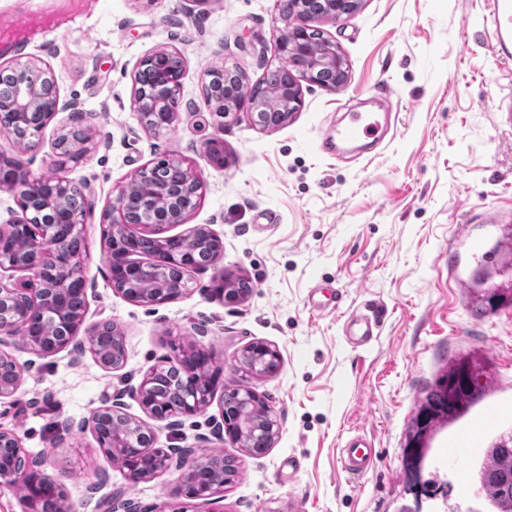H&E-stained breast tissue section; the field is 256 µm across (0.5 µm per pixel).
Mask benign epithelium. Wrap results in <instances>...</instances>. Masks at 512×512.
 <instances>
[{"instance_id": "7a95c632", "label": "benign epithelium", "mask_w": 512, "mask_h": 512, "mask_svg": "<svg viewBox=\"0 0 512 512\" xmlns=\"http://www.w3.org/2000/svg\"><path fill=\"white\" fill-rule=\"evenodd\" d=\"M359 0H283L279 20L283 23L275 44L276 57L284 62L301 57L312 66L299 76L288 75L261 101L255 85L239 74L221 66L207 71L210 77L204 86L207 105L217 117L233 120L246 112L252 116L267 107L280 113L279 124L288 122L302 106L299 80L317 84L327 90L342 88L348 80L338 82L317 80L319 67L342 68L336 57V43L328 40L327 52L316 51L306 37L315 20L336 21L357 9ZM140 67L153 71L155 91L146 96L142 85L135 83L134 111L141 123L152 133L172 131L179 123V113L167 105V94L181 85L185 61L176 51L160 49L140 62ZM22 71L28 80L18 86L10 97H0V140L15 144L17 151L31 147V138L39 136L55 117L63 112L69 119H80L83 111L76 101L61 98L50 68L27 61L8 66ZM23 122L34 127L20 138L14 126ZM97 147L95 137L84 133L80 138L66 129L56 137L54 166L58 170L81 162ZM201 156L211 166L222 168L227 159L224 144L215 137L205 139ZM163 167L177 175L176 189H151L143 180L148 169L142 168L117 190L103 212V223L109 225V246L106 261L113 287L126 298L139 304L160 305L177 299L189 290L198 273L213 269L214 290L227 298L238 297L237 286L242 278L218 266L223 257L221 238L205 225H195L186 232L163 235L168 226L184 224L196 209L201 196V175L171 158ZM0 192L11 194L19 212L0 225V271L19 270L29 274L30 288L25 284H7L0 280V401L14 396L19 389L26 365L16 357L18 352H31L42 357L54 355L70 346L88 350L106 369L116 370L125 362L123 336L109 321L85 324L86 303L69 307L66 286L75 285L86 292L81 252H71L69 243L82 236L85 212L92 201L86 188L63 176L33 175L18 156L0 152ZM143 239L154 241L155 248L145 260L136 259V244ZM203 249L211 253L209 261L197 264L195 254ZM53 316L65 321L68 331L61 336L37 333L33 324ZM83 338H78L79 333ZM253 355L263 362L267 373H274L280 364L276 349L264 343L244 347L236 360L239 387L232 393L237 409L252 412L267 424V448L278 437L279 424L270 406L250 385L251 369L243 356ZM215 391L213 355L205 347L189 340L180 353L165 357L153 366L141 383L131 390L145 413L156 422L176 416H194L206 412ZM218 431L246 449L250 455H261L266 448H252L247 437L251 426L235 417L222 416ZM91 429L102 453L121 465L126 479L137 484L159 474L176 471L179 487L190 499L211 500L224 497V486L231 476L222 469L224 454L206 447L197 453L183 448L164 452L153 443L141 446L137 438L145 435L155 439L156 428L136 419L126 411L122 395L109 396L89 418L70 424L69 429ZM42 463L32 464L21 448L15 432L0 430V482L6 481L24 489L30 500L44 506V512H72L55 496L54 480L40 472ZM104 512H138L129 500L111 497L101 502Z\"/></svg>"}]
</instances>
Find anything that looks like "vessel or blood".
Listing matches in <instances>:
<instances>
[{
    "label": "vessel or blood",
    "instance_id": "vessel-or-blood-1",
    "mask_svg": "<svg viewBox=\"0 0 512 512\" xmlns=\"http://www.w3.org/2000/svg\"><path fill=\"white\" fill-rule=\"evenodd\" d=\"M489 16L497 30L495 54L504 60H512V0H490ZM380 129V123L372 115L353 113L349 123L336 131V148H358ZM377 322L374 318L359 314L349 316L345 321L347 341L365 345L376 336ZM484 396L471 416L448 426V467L456 476L461 496L472 497L468 463L473 455L484 447L485 438L493 433L500 420L512 414V400L497 377L491 376L483 382ZM377 457V451L362 440L352 438L346 441L339 453L341 467L347 473L359 476L367 472Z\"/></svg>",
    "mask_w": 512,
    "mask_h": 512
}]
</instances>
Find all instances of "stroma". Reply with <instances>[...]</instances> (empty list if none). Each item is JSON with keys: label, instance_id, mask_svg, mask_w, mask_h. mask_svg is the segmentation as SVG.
I'll return each instance as SVG.
<instances>
[{"label": "stroma", "instance_id": "stroma-1", "mask_svg": "<svg viewBox=\"0 0 512 512\" xmlns=\"http://www.w3.org/2000/svg\"><path fill=\"white\" fill-rule=\"evenodd\" d=\"M488 0H361L317 27L347 60L348 81L330 91L303 83V105L274 129L247 117L219 124L205 103V71L218 64L249 82L277 67L281 23L276 0H0V41L30 35L0 56L8 66L35 58L52 70L62 98L77 100L99 146L68 167L93 207L85 214L86 320L114 323L123 335L122 369L103 368L70 350L31 362L0 428L44 459L62 501L99 512L101 497L121 492L145 512L176 502L178 475L130 486L98 449L91 431L62 434L65 421L89 417L107 396L139 384L148 369L178 353L185 338L211 350L221 379L207 411L158 427L155 448L199 443L237 458L240 474L218 504L198 512H448L424 483L451 476L439 458V430L418 473L405 467L407 430L439 367L478 349L491 372L512 383V305L473 315L456 286L477 257L456 239L468 225L492 245L512 224V61L494 54ZM177 51L186 69L175 131L155 135L132 108L141 60ZM354 112H392L396 122L369 157L324 152L321 144ZM219 135L226 166L199 154ZM178 157L202 175L190 224H207L224 242L222 263L249 290L227 302L196 275L172 302L144 306L116 291L101 246L103 210L143 167ZM373 310L379 334L356 347L345 319ZM263 342L281 355L279 370L254 379L273 409L279 436L251 456L214 423L236 388L241 349ZM363 435L379 453L362 476L342 470L345 438Z\"/></svg>", "mask_w": 512, "mask_h": 512}]
</instances>
